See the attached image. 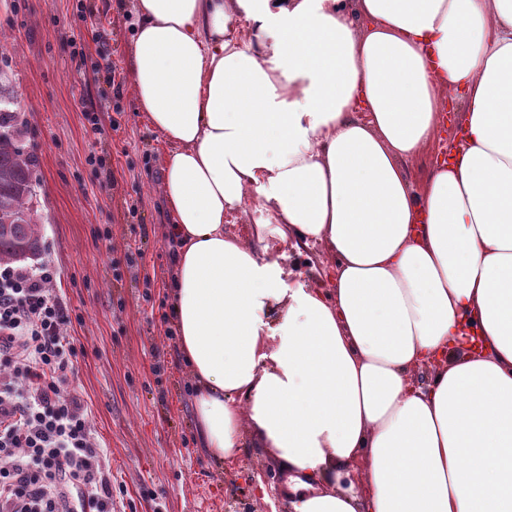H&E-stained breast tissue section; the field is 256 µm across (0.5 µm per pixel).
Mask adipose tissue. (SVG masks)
<instances>
[{
  "instance_id": "adipose-tissue-1",
  "label": "adipose tissue",
  "mask_w": 512,
  "mask_h": 512,
  "mask_svg": "<svg viewBox=\"0 0 512 512\" xmlns=\"http://www.w3.org/2000/svg\"><path fill=\"white\" fill-rule=\"evenodd\" d=\"M134 13L205 452L263 451L288 512H512V0ZM447 90L463 142L417 188ZM252 191L265 221L226 233ZM316 245L286 287L282 250Z\"/></svg>"
}]
</instances>
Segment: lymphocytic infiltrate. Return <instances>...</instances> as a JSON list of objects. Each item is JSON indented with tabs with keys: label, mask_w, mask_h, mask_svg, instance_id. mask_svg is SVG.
<instances>
[{
	"label": "lymphocytic infiltrate",
	"mask_w": 512,
	"mask_h": 512,
	"mask_svg": "<svg viewBox=\"0 0 512 512\" xmlns=\"http://www.w3.org/2000/svg\"><path fill=\"white\" fill-rule=\"evenodd\" d=\"M53 268L0 266V512H112V478L80 399Z\"/></svg>",
	"instance_id": "f902f5d3"
}]
</instances>
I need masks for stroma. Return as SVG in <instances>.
Returning a JSON list of instances; mask_svg holds the SVG:
<instances>
[{
    "label": "stroma",
    "mask_w": 512,
    "mask_h": 512,
    "mask_svg": "<svg viewBox=\"0 0 512 512\" xmlns=\"http://www.w3.org/2000/svg\"><path fill=\"white\" fill-rule=\"evenodd\" d=\"M134 21L132 0H0V70L25 111L19 144L37 160L41 257L70 312L66 333L83 349L63 388L77 393L107 452L112 512H284L281 476L259 449L226 466L195 431L170 315L166 146L132 91ZM69 36L85 63L73 60ZM91 107L109 122L105 133L85 121ZM92 153L104 168L88 163ZM256 470L266 490L251 482Z\"/></svg>",
    "instance_id": "1"
}]
</instances>
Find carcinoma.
<instances>
[{"label": "carcinoma", "instance_id": "cac0c4a2", "mask_svg": "<svg viewBox=\"0 0 512 512\" xmlns=\"http://www.w3.org/2000/svg\"><path fill=\"white\" fill-rule=\"evenodd\" d=\"M24 125L18 97L0 72V265L21 261L23 244L33 255L41 251L34 209L39 189L33 176L36 159L17 146Z\"/></svg>", "mask_w": 512, "mask_h": 512}]
</instances>
